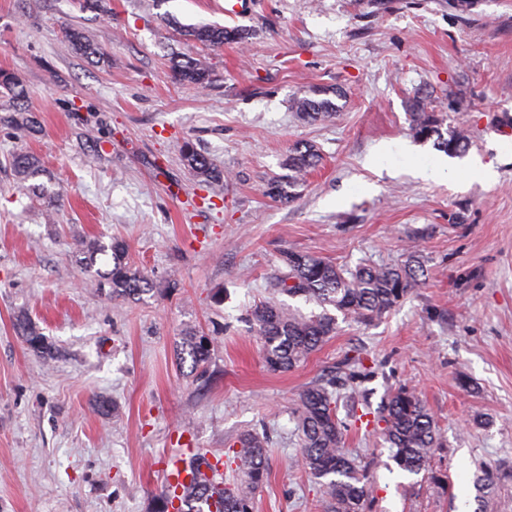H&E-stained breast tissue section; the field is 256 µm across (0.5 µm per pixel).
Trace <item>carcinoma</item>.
Here are the masks:
<instances>
[{
	"mask_svg": "<svg viewBox=\"0 0 512 512\" xmlns=\"http://www.w3.org/2000/svg\"><path fill=\"white\" fill-rule=\"evenodd\" d=\"M186 39L212 49H220L228 42L245 38V30L219 25L185 26L181 30ZM65 43L76 55L88 60L105 58V49L94 43L79 27L66 31ZM176 82L204 88L211 83V72L201 62L175 56L171 62ZM0 88L10 97L12 105L0 115V126L23 130L30 134L39 132V122L28 109V90L24 80L14 72L0 70ZM294 107L300 116L311 121L325 120L336 114V106L328 99L298 98ZM412 116V131L421 139L434 140L435 146L449 154H456L468 147V135L460 126L441 128L434 114L425 111L424 103L416 101ZM182 158L194 178L203 183H213L220 174L211 160L198 153L192 143L185 142ZM319 160L312 145H298L288 158L290 180H297ZM11 166L16 179L32 196L46 203V212L60 205L57 194L48 192L36 179L45 169L38 157L17 150L11 155ZM80 263L94 270L99 283L108 284L112 294L126 297L153 290L147 278L127 261V246L120 240L105 244L99 240L88 241L78 248ZM111 256L112 268L95 269L99 256ZM282 262L287 271L275 277L277 292L291 297H303L323 307L321 313L300 314L272 299L251 311L259 327L263 357L272 372L287 371L303 362L328 338L336 333V315L328 311L333 307L345 317L366 322L388 312L409 291L422 287L424 269L422 262L409 259L394 267L363 266L347 272L333 262L295 251H286ZM23 335L31 348L47 355L50 346L35 328L20 324ZM193 368H205L210 362V345L197 334L186 342ZM331 380L317 381L302 392L298 410V431L301 441L303 468L322 483L324 512H361L367 494L366 486L357 465L343 448V425L336 415V396ZM380 420L391 447L395 448L393 460L404 470L417 473L428 460L431 448L436 446L438 433L432 416L414 392L399 388L387 397ZM240 449L233 460L240 462L244 472L243 484L235 490L222 488L213 479L193 468V481L178 491H163L161 512H253V493L263 486L268 477V449L258 437L241 436Z\"/></svg>",
	"mask_w": 512,
	"mask_h": 512,
	"instance_id": "1",
	"label": "carcinoma"
}]
</instances>
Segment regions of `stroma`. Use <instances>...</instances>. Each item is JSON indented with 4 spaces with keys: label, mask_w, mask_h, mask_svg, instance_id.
I'll return each instance as SVG.
<instances>
[{
    "label": "stroma",
    "mask_w": 512,
    "mask_h": 512,
    "mask_svg": "<svg viewBox=\"0 0 512 512\" xmlns=\"http://www.w3.org/2000/svg\"><path fill=\"white\" fill-rule=\"evenodd\" d=\"M0 0V69L25 81L42 130L0 129V512H157L161 461L191 444L226 459L242 434L268 449L253 512H321L320 484L299 464L296 408L314 380L336 381L343 445L368 485L361 512H512V0ZM245 29L218 50L183 41L186 25ZM78 26L108 52L67 50ZM212 73L177 84L172 53ZM332 99L306 122L296 98ZM423 100L464 122L465 153L444 156L411 130ZM192 142L224 173L198 182ZM406 150L370 163L381 143ZM320 155L290 192L292 148ZM37 154L62 201L54 219L17 184L14 151ZM447 158V174L419 176ZM492 165L478 181L470 161ZM123 240L154 285L135 298L99 290L79 242ZM417 247L426 284L381 319L338 318L334 336L294 370L270 372L250 317L273 295L292 250L345 270L403 263ZM26 318L51 347L31 349ZM212 340L206 376L185 336ZM366 376L344 379L346 361ZM405 387L439 439L420 473L400 469L379 412ZM107 400L101 412L98 400ZM492 470L494 484L476 480Z\"/></svg>",
    "instance_id": "1"
}]
</instances>
